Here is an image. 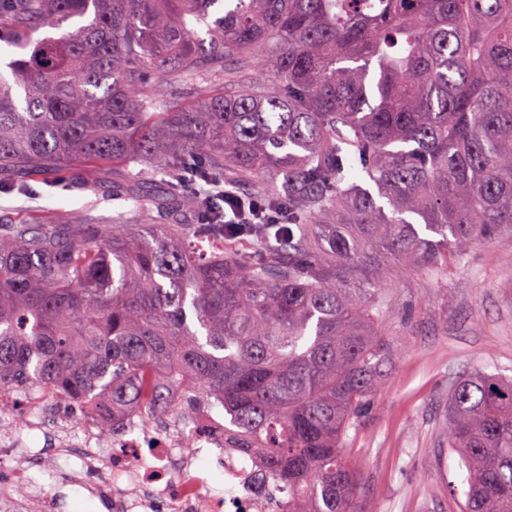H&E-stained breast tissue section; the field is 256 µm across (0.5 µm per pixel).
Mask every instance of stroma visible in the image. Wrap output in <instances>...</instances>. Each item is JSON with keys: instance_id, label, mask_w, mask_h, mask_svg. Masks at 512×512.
<instances>
[{"instance_id": "obj_1", "label": "stroma", "mask_w": 512, "mask_h": 512, "mask_svg": "<svg viewBox=\"0 0 512 512\" xmlns=\"http://www.w3.org/2000/svg\"><path fill=\"white\" fill-rule=\"evenodd\" d=\"M130 206L98 170L73 167L25 192H0V215L111 218ZM386 322L394 349L390 374L356 429L346 460L361 478L359 499L372 512H458L449 492L454 459L444 420L448 382L468 367L512 377V246L471 250L441 274L397 271ZM23 446L45 451L22 492L56 494L60 512H94L75 456L47 448L23 416L9 422Z\"/></svg>"}]
</instances>
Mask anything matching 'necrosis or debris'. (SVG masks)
Segmentation results:
<instances>
[{
    "label": "necrosis or debris",
    "instance_id": "necrosis-or-debris-1",
    "mask_svg": "<svg viewBox=\"0 0 512 512\" xmlns=\"http://www.w3.org/2000/svg\"><path fill=\"white\" fill-rule=\"evenodd\" d=\"M45 401L38 393L0 391V419L24 411L28 426L42 428ZM216 400L199 406L194 419L171 409L157 419L145 408H88L80 417L58 414L56 448L75 447L81 475L101 512H270L265 488L252 460L224 451V415ZM119 430L105 432L110 420ZM215 451V468L200 462L202 449ZM224 473L223 494L213 495V469Z\"/></svg>",
    "mask_w": 512,
    "mask_h": 512
}]
</instances>
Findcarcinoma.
<instances>
[{"label":"carcinoma","instance_id":"carcinoma-1","mask_svg":"<svg viewBox=\"0 0 512 512\" xmlns=\"http://www.w3.org/2000/svg\"><path fill=\"white\" fill-rule=\"evenodd\" d=\"M2 41L0 191L85 164L134 207L0 220V385L214 396L275 512H372L344 443L391 360L380 266L512 243V0H0ZM215 178L239 223L187 189ZM447 424L460 512H512V377L460 375Z\"/></svg>","mask_w":512,"mask_h":512}]
</instances>
